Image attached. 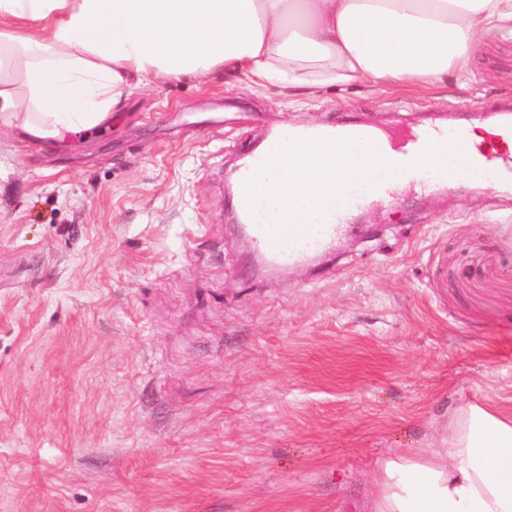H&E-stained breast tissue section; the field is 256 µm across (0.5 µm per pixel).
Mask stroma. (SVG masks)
<instances>
[{"mask_svg":"<svg viewBox=\"0 0 512 512\" xmlns=\"http://www.w3.org/2000/svg\"><path fill=\"white\" fill-rule=\"evenodd\" d=\"M512 36L421 89H132L66 149L0 128V512H362L379 463L512 408V188L377 203L271 271L233 221L277 125L489 124Z\"/></svg>","mask_w":512,"mask_h":512,"instance_id":"obj_1","label":"stroma"}]
</instances>
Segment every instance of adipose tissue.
Instances as JSON below:
<instances>
[{"mask_svg":"<svg viewBox=\"0 0 512 512\" xmlns=\"http://www.w3.org/2000/svg\"><path fill=\"white\" fill-rule=\"evenodd\" d=\"M512 22V0H0V127L68 146L108 127L133 87L224 70L300 95L325 84L466 72L468 51ZM302 143L274 195L321 156ZM366 512H512V410L487 399L453 412L438 446L396 451Z\"/></svg>","mask_w":512,"mask_h":512,"instance_id":"ef3b65f1","label":"adipose tissue"}]
</instances>
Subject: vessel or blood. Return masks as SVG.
I'll return each mask as SVG.
<instances>
[{
  "label": "vessel or blood",
  "mask_w": 512,
  "mask_h": 512,
  "mask_svg": "<svg viewBox=\"0 0 512 512\" xmlns=\"http://www.w3.org/2000/svg\"><path fill=\"white\" fill-rule=\"evenodd\" d=\"M495 142L477 144L464 127L430 124L415 129L404 140L405 148L393 168L369 177L360 189L345 191L330 198L326 181L342 179L344 158L326 164L324 178L311 184L313 203L308 223L298 224L286 215L284 199L269 195L257 182L277 179V162L291 143L315 140L329 151H344L363 145L387 152L389 142L381 138L375 125L332 123L317 128L284 129L267 137L262 150L249 154L238 170L235 202L239 215L248 226L255 248L274 268H290L314 256L328 253L347 235L353 212L370 207L375 201L392 202L401 184L420 188L463 180L488 183L494 188L512 187V112L503 111L495 125ZM433 153L444 154V166L424 167V159Z\"/></svg>",
  "instance_id": "b4317fda"
}]
</instances>
